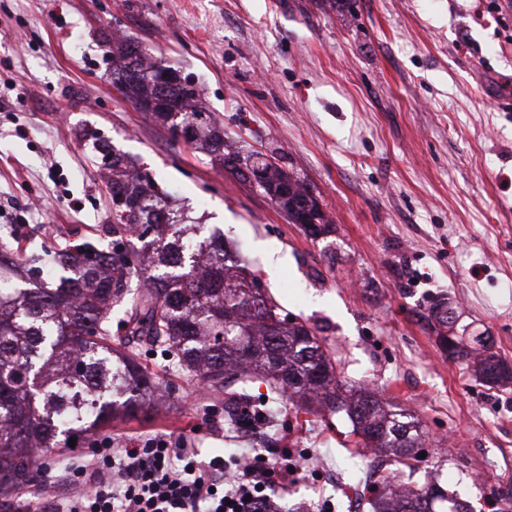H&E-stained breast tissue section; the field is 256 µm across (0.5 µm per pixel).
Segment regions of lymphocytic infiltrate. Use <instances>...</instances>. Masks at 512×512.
<instances>
[{
	"label": "lymphocytic infiltrate",
	"instance_id": "obj_1",
	"mask_svg": "<svg viewBox=\"0 0 512 512\" xmlns=\"http://www.w3.org/2000/svg\"><path fill=\"white\" fill-rule=\"evenodd\" d=\"M95 463H75L65 479L75 494L42 512H274L270 485L286 484L295 465L257 454L232 471L223 457L202 459L186 439L157 435L93 444Z\"/></svg>",
	"mask_w": 512,
	"mask_h": 512
}]
</instances>
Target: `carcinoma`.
<instances>
[{
    "label": "carcinoma",
    "mask_w": 512,
    "mask_h": 512,
    "mask_svg": "<svg viewBox=\"0 0 512 512\" xmlns=\"http://www.w3.org/2000/svg\"><path fill=\"white\" fill-rule=\"evenodd\" d=\"M138 46L112 40L113 84L136 105L163 95L166 107L152 118L185 125L194 145L248 181L236 165L238 154L224 150L216 126L201 120L200 94L187 97L178 69L144 63ZM108 155L106 188L123 205L112 213L107 244H66L32 254L29 272L42 286L17 288L3 271L20 265L21 256L0 242V495L28 480L41 454L67 448L69 439L153 401L159 385L152 374L116 356L109 326L115 309L124 312L118 343L133 339L163 353L213 395L245 404L251 420L267 419L271 404L284 400L298 412L328 410L350 422L354 452L373 448L391 464L411 467L425 438L415 416L371 389L344 388L316 331L274 318L277 305L255 287L257 278L237 264L224 240L199 235L196 224L176 223L152 179L123 157ZM244 167L263 173L262 189L290 223L306 225L313 235L330 224L305 186L268 156ZM135 276L143 286L133 290ZM472 342L483 352L475 375L488 385L511 382L512 367L491 352V339L475 336ZM443 344L454 360L473 356L462 336ZM257 380L267 385L261 400L250 393ZM445 505L448 512H471L438 484L407 487L391 472L373 510L436 512Z\"/></svg>",
    "instance_id": "carcinoma-1"
}]
</instances>
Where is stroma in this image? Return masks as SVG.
<instances>
[{
    "mask_svg": "<svg viewBox=\"0 0 512 512\" xmlns=\"http://www.w3.org/2000/svg\"><path fill=\"white\" fill-rule=\"evenodd\" d=\"M0 0V240L21 254L96 242L112 221L87 134L149 173L179 215L223 234L281 314L315 328L346 387L375 388L426 434L418 474L500 512L512 484V384L451 361L424 314L447 297L459 336L512 362V0ZM121 32L179 68L242 153L303 180L331 225L290 223L262 190L174 139L112 84ZM77 200L70 208L68 200ZM148 415L46 453L0 512L65 496L63 466L109 438L182 436L235 465L251 449L300 466L270 495L281 512H368L386 463L351 455L339 415L292 414L248 432L223 399L157 353Z\"/></svg>",
    "mask_w": 512,
    "mask_h": 512,
    "instance_id": "35a3bbf8",
    "label": "stroma"
}]
</instances>
